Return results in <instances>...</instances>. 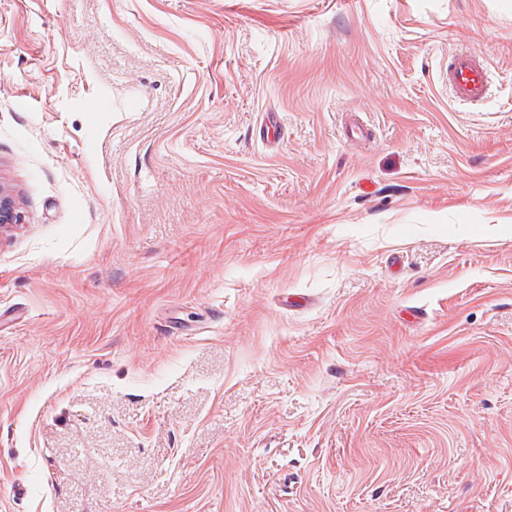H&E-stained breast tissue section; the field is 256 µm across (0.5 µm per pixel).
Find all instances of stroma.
Wrapping results in <instances>:
<instances>
[{
	"instance_id": "35a3bbf8",
	"label": "stroma",
	"mask_w": 512,
	"mask_h": 512,
	"mask_svg": "<svg viewBox=\"0 0 512 512\" xmlns=\"http://www.w3.org/2000/svg\"><path fill=\"white\" fill-rule=\"evenodd\" d=\"M0 185V512H512V0H0ZM488 67L469 51L453 56L448 68V85L456 102L478 101L488 88ZM23 215L13 196L0 185V236L22 224Z\"/></svg>"
}]
</instances>
